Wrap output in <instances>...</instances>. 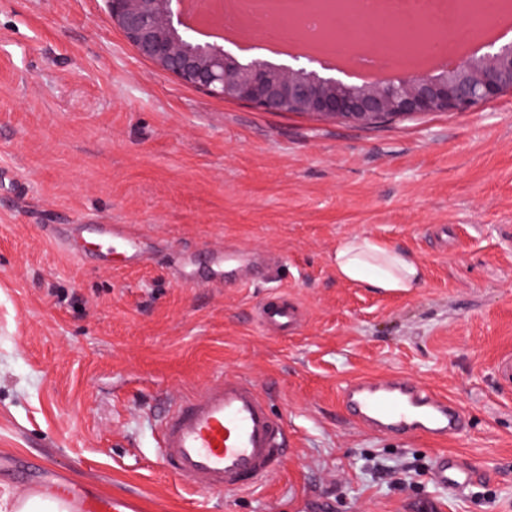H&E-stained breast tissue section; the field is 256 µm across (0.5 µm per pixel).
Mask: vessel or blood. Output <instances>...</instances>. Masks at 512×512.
<instances>
[{
  "label": "vessel or blood",
  "mask_w": 512,
  "mask_h": 512,
  "mask_svg": "<svg viewBox=\"0 0 512 512\" xmlns=\"http://www.w3.org/2000/svg\"><path fill=\"white\" fill-rule=\"evenodd\" d=\"M81 230V242L72 246L78 255L108 257L116 241L128 251L136 249L120 225L85 224ZM257 317L277 336L292 334L301 324L299 307L283 297L260 305ZM338 402L377 436L447 442L467 431V414L457 400L405 376L353 379L342 386ZM158 434V455L168 472L181 484L211 493L259 485L278 469L288 449L285 421L242 377L207 382L171 403L159 420ZM430 480L441 490L462 495L471 490L477 474L467 457L447 452L436 459ZM51 495L68 512H119L111 495L101 492L88 495L59 485Z\"/></svg>",
  "instance_id": "obj_1"
}]
</instances>
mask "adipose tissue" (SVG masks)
<instances>
[{
  "label": "adipose tissue",
  "mask_w": 512,
  "mask_h": 512,
  "mask_svg": "<svg viewBox=\"0 0 512 512\" xmlns=\"http://www.w3.org/2000/svg\"><path fill=\"white\" fill-rule=\"evenodd\" d=\"M332 261L339 280L365 283L389 293L410 292L423 276L414 255L368 234L338 241Z\"/></svg>",
  "instance_id": "obj_1"
}]
</instances>
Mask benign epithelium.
<instances>
[{
	"label": "benign epithelium",
	"instance_id": "obj_1",
	"mask_svg": "<svg viewBox=\"0 0 512 512\" xmlns=\"http://www.w3.org/2000/svg\"><path fill=\"white\" fill-rule=\"evenodd\" d=\"M112 21L136 53L184 85L208 94L247 103L270 112H296L372 124L393 116L429 112H471L479 105L512 93V42L485 46L439 73H403L367 85L347 82L340 74H322L313 59L270 65L241 61L222 43L198 42L182 18V0H107ZM406 32L422 47L435 33L425 6L412 10ZM464 20L490 18L485 0H458Z\"/></svg>",
	"mask_w": 512,
	"mask_h": 512
}]
</instances>
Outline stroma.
Listing matches in <instances>:
<instances>
[{"mask_svg":"<svg viewBox=\"0 0 512 512\" xmlns=\"http://www.w3.org/2000/svg\"><path fill=\"white\" fill-rule=\"evenodd\" d=\"M122 224L143 253L64 251L75 224ZM366 233L413 253L400 295L337 279ZM242 265L206 277L219 253ZM305 320L267 334L263 301ZM512 95L472 112L379 126L265 112L184 85L140 58L105 0H0V487L10 460L126 500L129 512H512ZM402 374L452 396L468 433L444 444L373 435L341 385ZM241 376L288 429L278 471L211 495L166 473L156 416ZM477 462L468 495L427 475ZM407 461L413 485L377 479Z\"/></svg>","mask_w":512,"mask_h":512,"instance_id":"1","label":"stroma"}]
</instances>
